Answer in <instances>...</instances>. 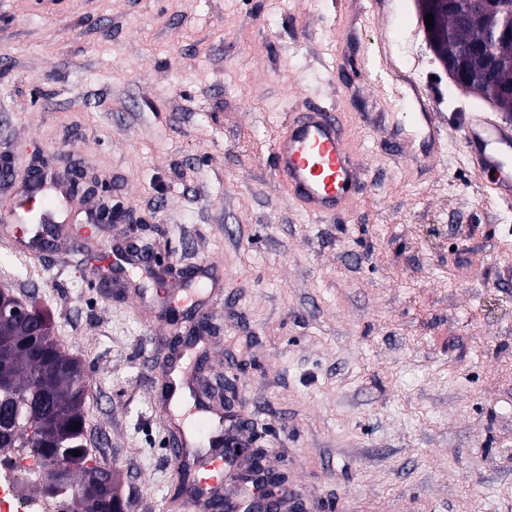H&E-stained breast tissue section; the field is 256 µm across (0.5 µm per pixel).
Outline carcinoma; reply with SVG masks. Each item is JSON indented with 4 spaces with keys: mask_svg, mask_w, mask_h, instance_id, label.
<instances>
[{
    "mask_svg": "<svg viewBox=\"0 0 512 512\" xmlns=\"http://www.w3.org/2000/svg\"><path fill=\"white\" fill-rule=\"evenodd\" d=\"M482 16L465 7L450 4L434 14L429 38L438 59L456 64L459 51L467 48L469 62L457 68L459 76L476 94L492 98L504 112H512V0H481ZM37 335L14 317L0 316V343L8 342L12 352L0 359V448H18L35 459L43 449L54 448L71 465L69 477L49 485L47 492L72 491L71 512H95L94 503L104 494L110 496L111 512H123L113 495L112 470L100 465L85 446L84 396L62 369L81 367L68 347L54 336L49 316L41 315ZM39 384L42 397L33 400L29 389ZM43 413L35 425L20 432L13 419L32 412ZM78 423L80 427L71 428ZM81 454L76 456L74 451ZM94 472L107 482L100 486L75 482L78 474Z\"/></svg>",
    "mask_w": 512,
    "mask_h": 512,
    "instance_id": "carcinoma-1",
    "label": "carcinoma"
}]
</instances>
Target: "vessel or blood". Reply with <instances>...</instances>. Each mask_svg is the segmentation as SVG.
Returning a JSON list of instances; mask_svg holds the SVG:
<instances>
[{"label":"vessel or blood","mask_w":512,"mask_h":512,"mask_svg":"<svg viewBox=\"0 0 512 512\" xmlns=\"http://www.w3.org/2000/svg\"><path fill=\"white\" fill-rule=\"evenodd\" d=\"M375 55L362 60V84L377 87L385 78L406 85L413 108L408 134L421 150L414 163L433 165L444 150L442 126L435 105L420 83L405 70L392 43L375 39ZM464 155L470 165L488 174V184L499 199L512 201V127L490 114L472 112L463 125ZM274 171L287 195L309 216L327 219L345 210L364 183L365 169L356 157L338 113L326 107L288 113L273 144ZM22 219L9 215L0 223V239L24 244ZM210 431L211 449L202 466L206 472L200 492L214 491L224 481L222 419L202 421Z\"/></svg>","instance_id":"obj_1"}]
</instances>
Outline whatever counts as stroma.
<instances>
[{
    "mask_svg": "<svg viewBox=\"0 0 512 512\" xmlns=\"http://www.w3.org/2000/svg\"><path fill=\"white\" fill-rule=\"evenodd\" d=\"M0 0V157L97 177L52 250L0 244V290L35 298L87 375L85 436L129 512H212L182 493L161 399L185 347L180 269L211 263L198 301L206 415L284 471L307 512H512V204L463 158L461 115L495 113L458 86L419 23L360 0ZM390 34L435 101L441 162L399 159L393 84L360 88L366 39ZM344 66H337V56ZM342 112L366 170L344 214L317 220L273 168L286 113ZM120 206L124 222L90 215ZM155 257L128 260L130 242Z\"/></svg>",
    "mask_w": 512,
    "mask_h": 512,
    "instance_id": "1",
    "label": "stroma"
}]
</instances>
